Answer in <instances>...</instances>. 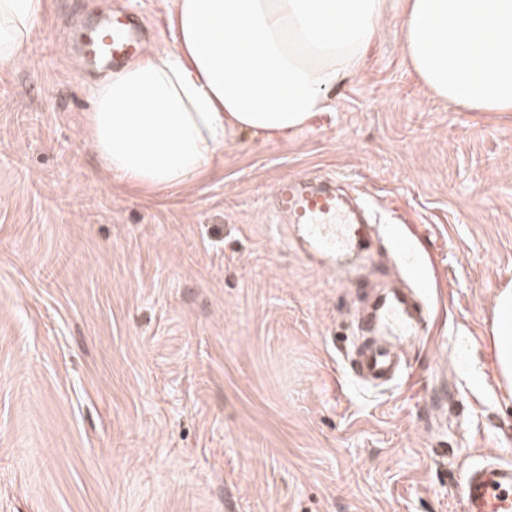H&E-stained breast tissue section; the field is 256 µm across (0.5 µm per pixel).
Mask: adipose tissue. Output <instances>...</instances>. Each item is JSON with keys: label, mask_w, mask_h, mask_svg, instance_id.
<instances>
[{"label": "adipose tissue", "mask_w": 512, "mask_h": 512, "mask_svg": "<svg viewBox=\"0 0 512 512\" xmlns=\"http://www.w3.org/2000/svg\"><path fill=\"white\" fill-rule=\"evenodd\" d=\"M42 0H0V67L25 57ZM387 0H176L173 42L91 88L89 140L113 178L148 193L199 177L239 135H285L360 73ZM402 51L463 112H512V0H403ZM512 387V290L495 298Z\"/></svg>", "instance_id": "1"}]
</instances>
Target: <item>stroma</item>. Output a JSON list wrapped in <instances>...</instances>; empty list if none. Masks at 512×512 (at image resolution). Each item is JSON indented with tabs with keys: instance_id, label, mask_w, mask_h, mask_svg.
I'll return each instance as SVG.
<instances>
[{
	"instance_id": "35a3bbf8",
	"label": "stroma",
	"mask_w": 512,
	"mask_h": 512,
	"mask_svg": "<svg viewBox=\"0 0 512 512\" xmlns=\"http://www.w3.org/2000/svg\"><path fill=\"white\" fill-rule=\"evenodd\" d=\"M172 42L174 0H44L0 70V512H465L463 471L512 462L494 297L512 287V112L435 98L401 49L400 0L362 73L302 130L244 136L148 195L85 133L75 51L115 9ZM361 187L425 269L408 377L352 376V316L264 204L285 177Z\"/></svg>"
}]
</instances>
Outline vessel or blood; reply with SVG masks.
Listing matches in <instances>:
<instances>
[{
    "label": "vessel or blood",
    "instance_id": "obj_1",
    "mask_svg": "<svg viewBox=\"0 0 512 512\" xmlns=\"http://www.w3.org/2000/svg\"><path fill=\"white\" fill-rule=\"evenodd\" d=\"M140 49L138 25L130 17L82 36L86 60L100 69L120 65ZM270 207L283 223L293 226L307 257L323 256L332 265L352 257L371 264L374 213L357 189L293 176L274 186ZM406 280L407 288H388L377 295L371 312L355 325V335L365 339L353 362L354 374L362 381L398 375L403 350L425 340L428 315L411 300V288L418 281L415 268H408ZM459 489L466 512H512V463L495 460L476 467L462 476Z\"/></svg>",
    "mask_w": 512,
    "mask_h": 512
}]
</instances>
